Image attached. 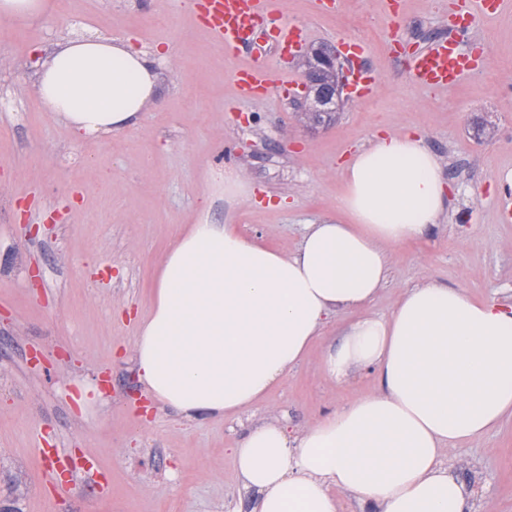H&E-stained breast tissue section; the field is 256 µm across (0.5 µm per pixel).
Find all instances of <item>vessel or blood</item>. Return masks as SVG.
<instances>
[{"label":"vessel or blood","mask_w":512,"mask_h":512,"mask_svg":"<svg viewBox=\"0 0 512 512\" xmlns=\"http://www.w3.org/2000/svg\"><path fill=\"white\" fill-rule=\"evenodd\" d=\"M192 19L225 51L245 56L244 65L228 77L238 100L256 102L268 99L272 92L293 90L299 85L297 77L287 68L270 70L265 60L268 52L279 56H294L307 39L308 33L296 23L283 20L275 0H193ZM512 8V0H457L454 6L453 30L413 48H404L394 40L390 50L405 58L406 73L411 80L434 93H448L460 82L485 71L487 58L482 50L462 52L459 42L470 33L477 21L490 19ZM341 47L351 62V89L356 99L368 96L377 83L376 73L363 63L362 43L345 39ZM39 456L51 464L43 480L55 495L69 496L78 487L97 484L102 471L96 456L74 455L59 448H40Z\"/></svg>","instance_id":"b4317fda"}]
</instances>
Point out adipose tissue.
I'll return each instance as SVG.
<instances>
[{
	"label": "adipose tissue",
	"instance_id": "1",
	"mask_svg": "<svg viewBox=\"0 0 512 512\" xmlns=\"http://www.w3.org/2000/svg\"><path fill=\"white\" fill-rule=\"evenodd\" d=\"M158 71L119 39L59 45L38 74L46 111L78 136L133 127ZM347 222L311 224L290 253L201 217L166 249L134 347L140 382L184 418L233 417L281 385L329 318L381 290L390 247L424 238L445 209L439 160L412 133L375 137L342 168ZM326 349L335 383L373 373L377 392L301 434L266 421L234 450L257 512H472L447 448L512 417V309L423 283L385 317H364Z\"/></svg>",
	"mask_w": 512,
	"mask_h": 512
}]
</instances>
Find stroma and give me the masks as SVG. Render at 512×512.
Masks as SVG:
<instances>
[{
	"label": "stroma",
	"mask_w": 512,
	"mask_h": 512,
	"mask_svg": "<svg viewBox=\"0 0 512 512\" xmlns=\"http://www.w3.org/2000/svg\"><path fill=\"white\" fill-rule=\"evenodd\" d=\"M189 2L45 0L33 20L0 22V512H252L258 495L232 453L248 427L278 419L298 433L378 391L367 371L337 384L322 369L352 311L333 316L285 382L235 418L186 420L159 407L132 361L154 269L182 227L230 219L246 238L294 251L307 225L341 218L342 168L374 136H420L442 163L448 203L425 238L390 248L368 315H389L425 281L512 305V222L498 209L512 188V11L473 31L489 68L433 94L387 45L447 32L456 0H407L402 28L383 0H346L329 15L286 0L309 44L361 41L378 75L372 96L349 100L335 123L307 125L291 99L235 100L226 76L243 60L191 24ZM87 31L156 57L159 86L136 127L79 139L45 112L35 83L58 44ZM229 170L253 191L233 207L212 182ZM38 432L94 452L107 487L55 496ZM445 461L478 481L480 512H512L511 417L456 443Z\"/></svg>",
	"instance_id": "stroma-1"
}]
</instances>
